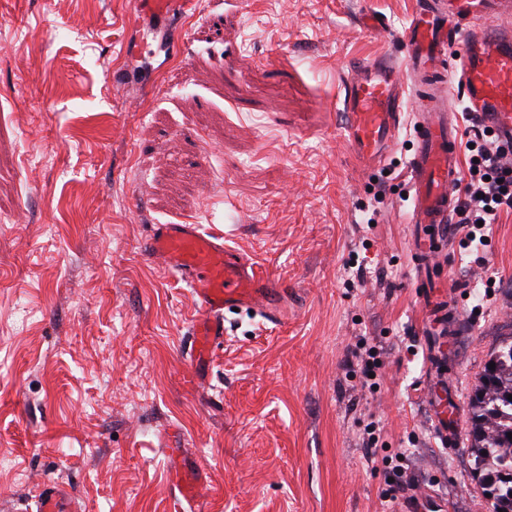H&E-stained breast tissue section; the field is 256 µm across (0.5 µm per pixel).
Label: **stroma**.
Instances as JSON below:
<instances>
[{"mask_svg":"<svg viewBox=\"0 0 512 512\" xmlns=\"http://www.w3.org/2000/svg\"><path fill=\"white\" fill-rule=\"evenodd\" d=\"M415 8L194 0L157 19L139 0H0V512L43 482L81 512H384L401 456L422 479L401 510L490 512L467 435L443 447L429 414L431 358L449 355L467 410L512 341V214L484 269L453 236L432 253L448 341L417 288L416 112L380 167L342 135L346 75L400 55ZM187 221L288 290L285 323L225 313L198 370L191 290L140 252L150 225ZM361 338L384 361L372 387L346 367ZM177 479L201 486L197 510Z\"/></svg>","mask_w":512,"mask_h":512,"instance_id":"stroma-1","label":"stroma"}]
</instances>
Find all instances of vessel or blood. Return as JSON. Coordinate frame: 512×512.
Returning a JSON list of instances; mask_svg holds the SVG:
<instances>
[{"instance_id":"obj_1","label":"vessel or blood","mask_w":512,"mask_h":512,"mask_svg":"<svg viewBox=\"0 0 512 512\" xmlns=\"http://www.w3.org/2000/svg\"><path fill=\"white\" fill-rule=\"evenodd\" d=\"M459 56L466 109L500 139L512 140V0H421L404 34L401 61L356 67L343 86V137L366 166L382 163L413 95L418 110L417 147L410 160L413 207L410 221L424 225L429 247L449 235L455 206L452 190L461 170L454 113L445 101L444 62L451 42ZM416 75L413 84L399 75ZM142 253L178 275L195 301L192 360L209 359L224 338V313L248 309L281 323L285 288L228 246L223 236L196 224H154ZM39 512H70L55 484H43Z\"/></svg>"}]
</instances>
